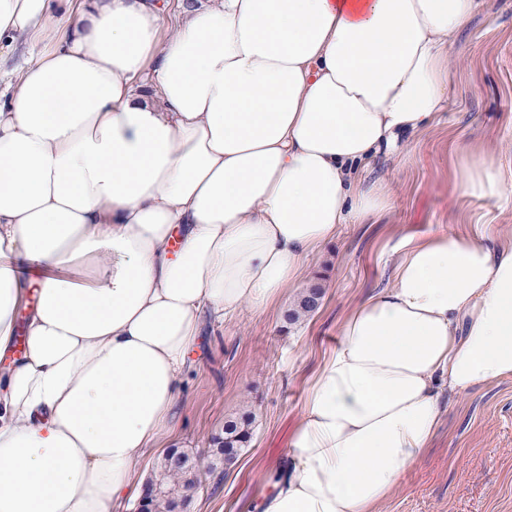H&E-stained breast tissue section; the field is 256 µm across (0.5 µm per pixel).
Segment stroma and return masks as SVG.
<instances>
[{"mask_svg":"<svg viewBox=\"0 0 512 512\" xmlns=\"http://www.w3.org/2000/svg\"><path fill=\"white\" fill-rule=\"evenodd\" d=\"M470 146L500 164L502 197L460 195L458 151ZM365 182H384L390 208L343 225L310 256L298 285L265 311L243 306L224 324H207L182 378L179 423L164 448L200 456L206 473L191 512H256L288 464V442L307 388L334 350L344 317L393 282L388 245L441 228L470 234L491 225L512 239V0H487L458 35L448 101L402 152L379 156ZM324 277L318 312L285 321L315 274ZM252 412L253 438L228 470L210 472V438L228 417ZM164 448L149 449L135 477L146 480ZM377 512H512V377L442 400L430 448L405 472Z\"/></svg>","mask_w":512,"mask_h":512,"instance_id":"stroma-1","label":"stroma"}]
</instances>
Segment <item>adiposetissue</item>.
Listing matches in <instances>:
<instances>
[{
  "label": "adipose tissue",
  "instance_id": "1",
  "mask_svg": "<svg viewBox=\"0 0 512 512\" xmlns=\"http://www.w3.org/2000/svg\"><path fill=\"white\" fill-rule=\"evenodd\" d=\"M483 0H0L43 42L0 100V512H112L170 435L204 318L262 311L344 224L359 172L448 97ZM462 195L503 193L461 149ZM342 321L261 512H377L442 395L512 377V241L401 238ZM44 270L25 306L21 263ZM94 269L93 281L78 271Z\"/></svg>",
  "mask_w": 512,
  "mask_h": 512
}]
</instances>
